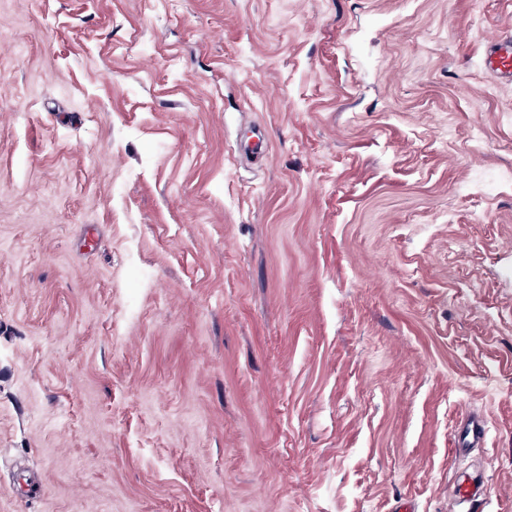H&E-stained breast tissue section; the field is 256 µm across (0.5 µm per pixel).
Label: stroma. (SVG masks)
I'll list each match as a JSON object with an SVG mask.
<instances>
[{"mask_svg": "<svg viewBox=\"0 0 512 512\" xmlns=\"http://www.w3.org/2000/svg\"><path fill=\"white\" fill-rule=\"evenodd\" d=\"M509 34L0 0V512H512ZM483 65L492 75L512 80V35L498 36L492 40ZM487 493V483L477 478L466 479L462 476L455 479L454 491L450 499V511H459L464 503L484 500Z\"/></svg>", "mask_w": 512, "mask_h": 512, "instance_id": "obj_1", "label": "stroma"}]
</instances>
